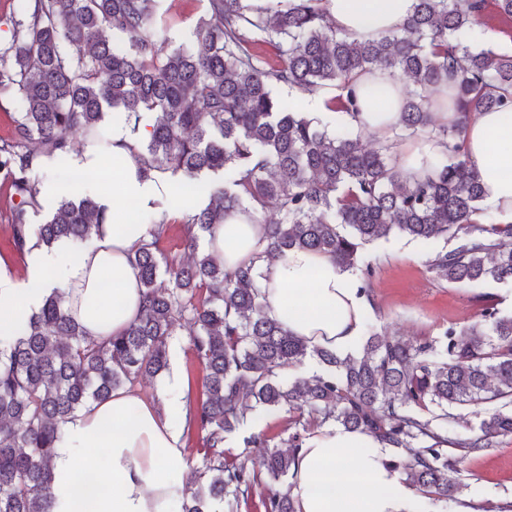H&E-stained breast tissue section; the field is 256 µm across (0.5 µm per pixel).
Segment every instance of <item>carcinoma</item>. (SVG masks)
Masks as SVG:
<instances>
[{
	"label": "carcinoma",
	"mask_w": 512,
	"mask_h": 512,
	"mask_svg": "<svg viewBox=\"0 0 512 512\" xmlns=\"http://www.w3.org/2000/svg\"><path fill=\"white\" fill-rule=\"evenodd\" d=\"M325 0H277L252 10L244 0H204L197 49L158 45L163 0H20L8 42L0 44V108L17 106L11 138L0 140V171L16 199L14 248L87 241L111 222L93 197L63 196L43 224L34 171L72 150L69 133L96 131L109 109L126 114L131 133L150 114L149 138L132 148L139 175L157 172L172 203L199 204L183 218L188 265L158 244L167 212L153 221L130 262L144 289L139 318L120 336L95 339L53 293L0 341V512H52L51 458L61 426L88 403L168 369L174 322L191 327L206 370L205 397L189 408L187 428L206 451L186 487L181 512H238L263 489L264 512H296L277 484L316 427L338 425L394 449L392 466L429 500L448 497V472L512 435V314L488 296L486 329L448 327L440 341L413 346L374 329L354 354L309 348L288 333L263 301L262 264L289 248L318 252L356 275L369 305L373 267L362 248L400 234L443 241L429 269L450 283L512 285V224L483 218V190L464 158L470 118L512 107V54L477 49L486 0H415L394 31H339ZM126 40L119 46L106 32ZM381 69L411 82L393 136L365 147L354 127L330 128L302 112L298 98L333 86L327 107L360 112L356 81ZM455 80V116L432 118V93ZM429 136L445 147L425 157L426 174L397 169L395 149ZM249 212L265 223L264 250L226 268L203 243L217 225ZM312 358L317 368L302 373ZM501 403L472 436L448 439L449 409ZM299 427L288 449L262 430L242 438L226 460L229 435L283 408ZM264 449L261 468L248 449Z\"/></svg>",
	"instance_id": "obj_1"
}]
</instances>
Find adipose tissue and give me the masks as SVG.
<instances>
[{
    "mask_svg": "<svg viewBox=\"0 0 512 512\" xmlns=\"http://www.w3.org/2000/svg\"><path fill=\"white\" fill-rule=\"evenodd\" d=\"M415 0H327L336 29L374 35L398 27ZM361 113L353 125L378 137L389 136L403 100L401 83L387 72L356 85ZM126 120L112 128L109 150L119 166L123 202L149 208L160 186L139 179L130 151L135 138ZM466 157L477 171L483 202L512 222V112H482L470 121L464 140ZM99 203L115 222L73 252L69 243L27 251L28 276L16 282L0 272V333L11 329L54 291L92 337L118 336L142 312L137 272L129 261L148 225L118 217L107 195ZM264 227L236 213L219 225L212 246L226 267L249 261L264 246ZM266 300L283 317L289 332L311 345L342 353L362 336L369 304L357 294L354 276L328 257L294 248L263 266ZM187 416L179 376L165 387L164 404L120 389L77 411L61 428L52 459L53 512H175L185 491L184 428ZM391 449L365 433L322 428L297 456L292 479L296 512H413L412 494L392 467Z\"/></svg>",
    "mask_w": 512,
    "mask_h": 512,
    "instance_id": "1",
    "label": "adipose tissue"
}]
</instances>
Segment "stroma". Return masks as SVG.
<instances>
[{
  "instance_id": "obj_1",
  "label": "stroma",
  "mask_w": 512,
  "mask_h": 512,
  "mask_svg": "<svg viewBox=\"0 0 512 512\" xmlns=\"http://www.w3.org/2000/svg\"><path fill=\"white\" fill-rule=\"evenodd\" d=\"M166 4L169 11L163 24L169 45L196 47L193 30L203 14L201 0H166ZM115 119V112H108L93 142L87 141L82 132H72V160L50 163L40 173L44 202L42 213L36 216L37 221H44L46 212L52 210L66 190L72 176L73 159L89 152L98 160L106 159ZM12 205L7 188L0 181V266L5 267L15 280L22 281L28 275V265L25 257L13 247ZM168 207L165 198H157L152 208L140 211L138 220L145 224L154 213L168 211L167 229L159 246L176 262H189V254L181 247L182 215L169 212ZM362 253L374 268L371 288L376 309L370 312L368 321L387 335L416 344L441 339L451 325L458 328L476 325L481 321L479 299L485 295L501 299L503 312L512 311V285H459L441 280L428 270V250L420 242L393 236L365 246ZM168 359L170 369L182 377L184 401L193 403L201 399L205 370L192 352L185 323L173 326ZM450 479L454 494L436 503L435 512H464L470 504L480 506L482 512H498L500 507L512 503V437L501 438L480 455L465 460L459 472L451 474Z\"/></svg>"
}]
</instances>
